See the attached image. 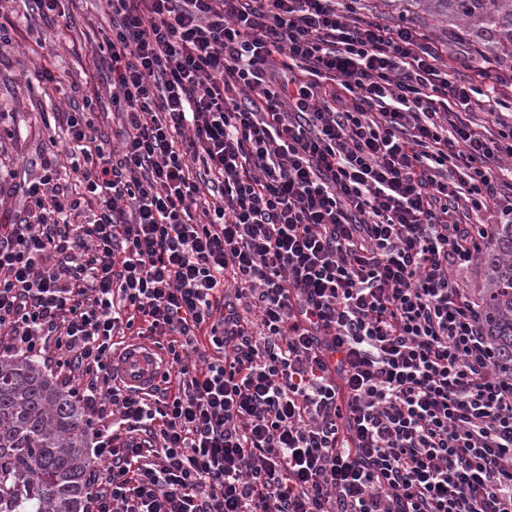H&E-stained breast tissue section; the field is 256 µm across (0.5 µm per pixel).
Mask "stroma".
Wrapping results in <instances>:
<instances>
[{
  "mask_svg": "<svg viewBox=\"0 0 512 512\" xmlns=\"http://www.w3.org/2000/svg\"><path fill=\"white\" fill-rule=\"evenodd\" d=\"M360 5L382 11L388 22L415 26L447 51L451 68L461 69L473 55V36L420 11L410 0H360ZM105 12V0H88L86 8L71 10L64 32L21 2L0 5V26L11 38L0 47V179L10 173L19 180L37 177L43 154L64 152L65 132L57 125L44 128L41 113L79 112L87 103L97 112L111 110L94 66L95 37L86 21ZM39 69L64 78L65 88L46 92L35 75Z\"/></svg>",
  "mask_w": 512,
  "mask_h": 512,
  "instance_id": "obj_1",
  "label": "stroma"
}]
</instances>
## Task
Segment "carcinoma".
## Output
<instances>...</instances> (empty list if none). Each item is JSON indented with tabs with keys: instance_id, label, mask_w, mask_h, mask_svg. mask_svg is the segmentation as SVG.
Wrapping results in <instances>:
<instances>
[{
	"instance_id": "1",
	"label": "carcinoma",
	"mask_w": 512,
	"mask_h": 512,
	"mask_svg": "<svg viewBox=\"0 0 512 512\" xmlns=\"http://www.w3.org/2000/svg\"><path fill=\"white\" fill-rule=\"evenodd\" d=\"M448 24L488 38L480 59L512 60V0H412ZM484 330L512 372V224L494 226L479 271ZM80 402L43 371L36 356L0 358V512H87L93 461Z\"/></svg>"
}]
</instances>
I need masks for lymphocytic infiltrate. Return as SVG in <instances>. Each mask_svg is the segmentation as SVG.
Segmentation results:
<instances>
[{
    "label": "lymphocytic infiltrate",
    "instance_id": "lymphocytic-infiltrate-1",
    "mask_svg": "<svg viewBox=\"0 0 512 512\" xmlns=\"http://www.w3.org/2000/svg\"><path fill=\"white\" fill-rule=\"evenodd\" d=\"M357 2L107 0L116 127L53 113L0 224V357L76 379L90 512H512V377L457 281L512 118ZM125 330L166 343L155 392ZM149 342L152 340L142 338ZM140 341L130 344L119 356V377L128 386L143 389L155 382L159 373L166 368L164 359L152 343Z\"/></svg>",
    "mask_w": 512,
    "mask_h": 512
}]
</instances>
